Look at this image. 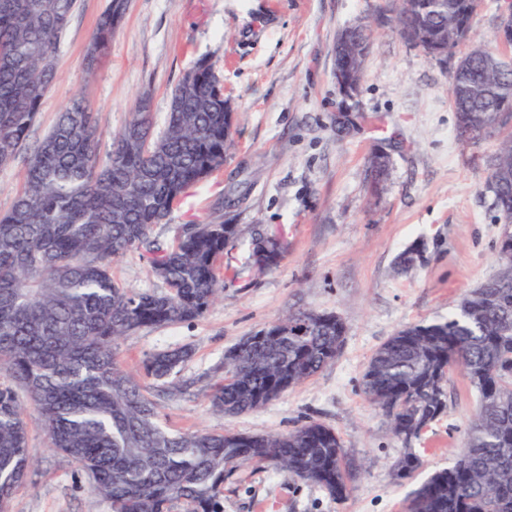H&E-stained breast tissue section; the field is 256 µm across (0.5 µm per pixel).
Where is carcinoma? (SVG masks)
I'll list each match as a JSON object with an SVG mask.
<instances>
[{
    "mask_svg": "<svg viewBox=\"0 0 512 512\" xmlns=\"http://www.w3.org/2000/svg\"><path fill=\"white\" fill-rule=\"evenodd\" d=\"M76 0H0V167L28 153L23 186L0 214V512L33 464L27 406L38 413L49 447L91 477V492L111 512H223L224 481L240 466L284 469L345 500L358 477L336 432L317 421L287 433L174 432L160 420L155 393L175 381L188 346L147 355L141 374L115 359L139 329L190 323L224 292L219 264L243 234L230 220L183 224L165 244L166 224L185 190L224 167L234 141L233 110L202 61L171 90L164 127L154 132L151 101L140 98L129 122L100 157L98 115L77 95L28 149L42 100L57 78L61 37ZM483 0H389L375 17L441 65L469 38ZM127 0H109L85 53L88 75L108 52ZM373 41L368 22L336 34L333 79L346 99L358 94ZM450 95L460 140L502 136L486 189L498 213V273L468 292L443 320L396 330L373 354L364 394L409 443L448 407L451 372L460 368L478 408L448 467L412 493L407 512H512V64L485 43L454 64ZM389 157L375 152L366 177L385 181ZM131 252L150 255L165 291L128 290L112 267ZM251 337L211 388L216 411L264 408L332 363L345 326L332 313L301 309ZM154 381L155 388L141 382ZM422 467L407 449L405 478Z\"/></svg>",
    "mask_w": 512,
    "mask_h": 512,
    "instance_id": "cac0c4a2",
    "label": "carcinoma"
}]
</instances>
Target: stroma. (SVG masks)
<instances>
[{
  "label": "stroma",
  "instance_id": "35a3bbf8",
  "mask_svg": "<svg viewBox=\"0 0 512 512\" xmlns=\"http://www.w3.org/2000/svg\"><path fill=\"white\" fill-rule=\"evenodd\" d=\"M106 3L77 0L57 56L58 79L29 144L80 93L99 114L102 146L130 120L142 94L163 123L171 89L208 59L235 113V144L223 169L188 189L156 232L165 242L178 225L222 221L227 199L241 195L237 223L277 232L286 247L278 267L258 274L248 268L249 240L241 238L221 262L234 274L223 297L193 322L126 336L120 365L134 371L157 350L190 346L194 355L179 374L190 390L159 401L171 429L281 433L314 420L335 430L362 466L340 502L282 470H236L224 483V512H404L426 475L448 467L461 447L477 394L461 372L451 374L446 413L408 444L424 466L400 479L395 462L408 445L359 382L397 329L446 318L497 271L500 226L486 189L497 139L461 143L449 67L387 27L378 29L364 61L356 103L345 108L332 78L336 33L385 0H128L106 56L90 74L84 50ZM376 150L391 159L377 191L365 178ZM414 245L421 259L397 272L398 255ZM298 308L343 321L335 361L258 411L216 412L210 372L225 351ZM28 431L36 464L10 512H111L76 465L49 448L36 418Z\"/></svg>",
  "mask_w": 512,
  "mask_h": 512
}]
</instances>
